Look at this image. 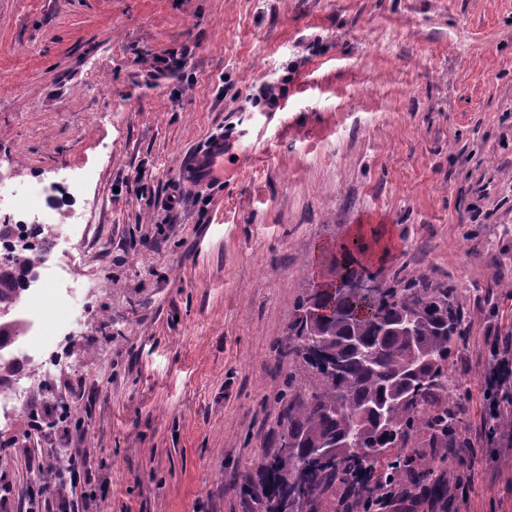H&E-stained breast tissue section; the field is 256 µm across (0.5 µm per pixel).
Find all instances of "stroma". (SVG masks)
I'll return each mask as SVG.
<instances>
[{"label":"stroma","instance_id":"1","mask_svg":"<svg viewBox=\"0 0 512 512\" xmlns=\"http://www.w3.org/2000/svg\"><path fill=\"white\" fill-rule=\"evenodd\" d=\"M238 131L223 183L181 174ZM0 172L96 229L72 270L82 324L28 387L43 428L0 426V512H22L29 458L51 472L73 448L85 512H258L239 488L295 367L273 346L329 273L320 245L356 224L393 241L381 275L453 282L469 319L448 367L474 479L411 512H512L481 389L489 325L512 336V0H0ZM59 485H69L71 492L89 485L95 479L92 467L89 464L88 457L84 448L70 449L67 465L57 473Z\"/></svg>","mask_w":512,"mask_h":512}]
</instances>
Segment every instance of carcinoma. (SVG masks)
I'll use <instances>...</instances> for the list:
<instances>
[{
    "label": "carcinoma",
    "instance_id": "cac0c4a2",
    "mask_svg": "<svg viewBox=\"0 0 512 512\" xmlns=\"http://www.w3.org/2000/svg\"><path fill=\"white\" fill-rule=\"evenodd\" d=\"M33 244L19 237L0 261V348L18 332L8 318L32 277ZM359 267L336 263L308 289L288 325V399L277 451L240 492L264 512H357L385 485L395 498L448 501L465 447V405L448 374L464 336L457 286L394 275L365 297L336 286Z\"/></svg>",
    "mask_w": 512,
    "mask_h": 512
}]
</instances>
